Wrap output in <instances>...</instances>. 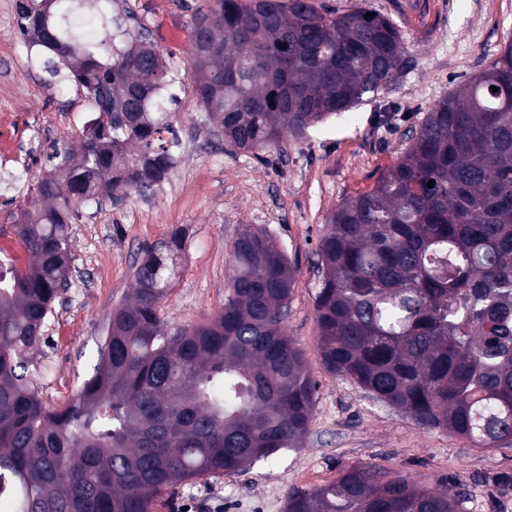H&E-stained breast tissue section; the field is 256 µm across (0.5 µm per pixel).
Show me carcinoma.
<instances>
[{
    "instance_id": "cac0c4a2",
    "label": "carcinoma",
    "mask_w": 512,
    "mask_h": 512,
    "mask_svg": "<svg viewBox=\"0 0 512 512\" xmlns=\"http://www.w3.org/2000/svg\"><path fill=\"white\" fill-rule=\"evenodd\" d=\"M18 16L50 81L81 87L94 117L79 152L53 150L35 186L45 206L11 225L31 262L0 261V512H154L178 484L299 447L317 384L284 330L295 268L250 224L212 322L166 331L159 304L178 241L146 247L93 372L61 408L36 394L28 357L70 286L76 210L167 179L176 75L112 0H18ZM192 38L193 91L236 151L284 153L287 136L306 137L410 64L392 21L316 0H212ZM318 256L328 370L423 428L512 447V42L434 105L372 189L333 211ZM467 500L456 484L353 467L288 495L286 512H466Z\"/></svg>"
}]
</instances>
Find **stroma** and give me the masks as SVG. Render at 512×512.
<instances>
[{
	"instance_id": "stroma-1",
	"label": "stroma",
	"mask_w": 512,
	"mask_h": 512,
	"mask_svg": "<svg viewBox=\"0 0 512 512\" xmlns=\"http://www.w3.org/2000/svg\"><path fill=\"white\" fill-rule=\"evenodd\" d=\"M207 0H119L147 27L179 81L172 109L179 162L149 196L81 207L70 226L68 288L57 299L31 372L40 397L65 406L91 373L112 310L129 298L142 249L184 237L178 271L161 303L169 330L210 323L227 295L228 256L243 225L266 229L296 269L285 329L305 354L317 400L301 447L253 463L246 471L177 485L157 512H285L287 497L328 484L353 466H376L436 489L460 483L467 512H512V448H475L442 430L420 427L349 378L329 372L318 349L315 296L318 241L347 197L373 187L400 159L407 135L458 84L480 72L512 42V0H318L324 9L356 8L393 21L410 66L370 101L334 116L285 154L233 151L204 122L192 91L191 41L169 45L164 23L191 29ZM34 74V112H64L65 125L29 134L38 158L21 188L0 189V226L27 206L26 190L51 171L52 146L79 148L93 112L75 83L52 84L33 64L17 32L0 29V82Z\"/></svg>"
}]
</instances>
